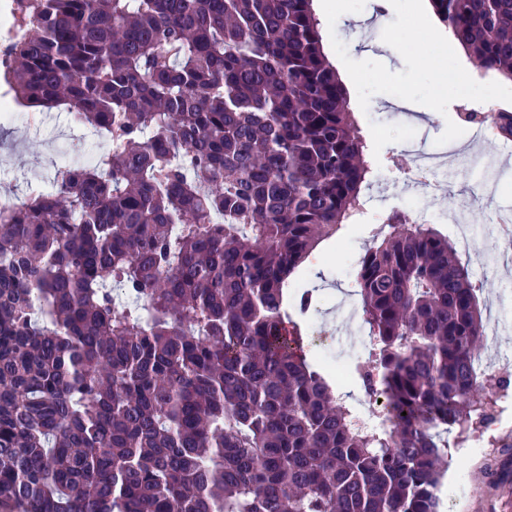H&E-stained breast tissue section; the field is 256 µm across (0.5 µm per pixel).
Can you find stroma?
<instances>
[{"instance_id":"stroma-1","label":"stroma","mask_w":512,"mask_h":512,"mask_svg":"<svg viewBox=\"0 0 512 512\" xmlns=\"http://www.w3.org/2000/svg\"><path fill=\"white\" fill-rule=\"evenodd\" d=\"M325 2L326 9L315 12L324 48L352 82L346 105L367 143L371 170L363 194L377 211L397 212L402 229L413 228L416 217L408 199L415 190L403 177L385 175L384 169L391 153L405 148L410 129L439 154L442 175L426 201L448 210L440 232L450 236L456 227L467 226L480 243L465 263L470 272H481L483 317L499 331L500 353L491 371L512 380V249L503 246L492 221L496 210H512V162L491 173L473 163L472 155H496L506 144L495 135L477 137L475 123L466 119L470 109L512 105V80L480 75L455 40L435 42L429 27L436 18L428 0ZM355 24L373 28L372 38L353 40ZM437 62L444 65L443 75L433 71ZM86 142L96 144L98 152L107 150L61 107H28L23 117L1 118L0 196L17 201L34 190L53 191L55 172L64 161L62 147ZM370 240L369 225H346L334 239L321 242L291 277L295 287L316 289L322 330L342 352L349 346L348 333L334 305L354 303L357 297L340 270L339 257ZM478 397L503 404L502 421L492 443L474 448L463 438L450 446L440 512H512V487L494 477L512 467V456L501 450L512 441V391L488 384L479 387Z\"/></svg>"}]
</instances>
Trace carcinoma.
I'll return each instance as SVG.
<instances>
[{
    "label": "carcinoma",
    "instance_id": "carcinoma-1",
    "mask_svg": "<svg viewBox=\"0 0 512 512\" xmlns=\"http://www.w3.org/2000/svg\"><path fill=\"white\" fill-rule=\"evenodd\" d=\"M512 80V0H430ZM0 71L109 141L0 206V512H439L482 311L430 227L375 234L355 286L363 429L305 350L289 277L368 172L312 0H12ZM42 298L31 307V292Z\"/></svg>",
    "mask_w": 512,
    "mask_h": 512
}]
</instances>
